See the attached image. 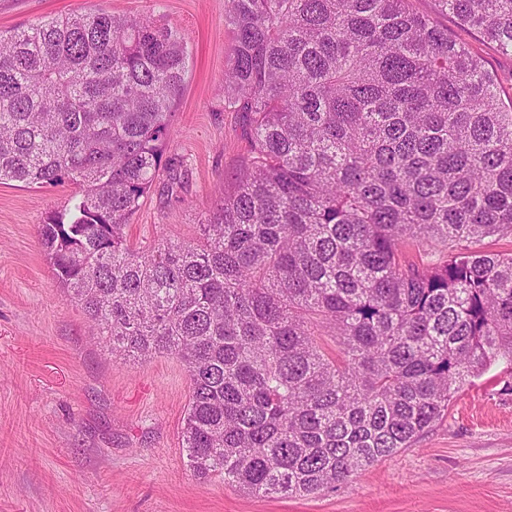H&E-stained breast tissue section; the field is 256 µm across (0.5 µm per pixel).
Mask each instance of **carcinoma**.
Masks as SVG:
<instances>
[{
  "instance_id": "cac0c4a2",
  "label": "carcinoma",
  "mask_w": 512,
  "mask_h": 512,
  "mask_svg": "<svg viewBox=\"0 0 512 512\" xmlns=\"http://www.w3.org/2000/svg\"><path fill=\"white\" fill-rule=\"evenodd\" d=\"M512 53V0H437ZM224 107L250 155L198 237L130 242L188 52L108 12L0 36V184L72 185L38 226L59 287L115 356L173 355L200 479L311 495L410 445L512 357V105L409 0H226ZM438 245L431 264L410 244ZM336 339L332 357L318 342Z\"/></svg>"
}]
</instances>
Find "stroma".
Listing matches in <instances>:
<instances>
[{
	"label": "stroma",
	"mask_w": 512,
	"mask_h": 512,
	"mask_svg": "<svg viewBox=\"0 0 512 512\" xmlns=\"http://www.w3.org/2000/svg\"><path fill=\"white\" fill-rule=\"evenodd\" d=\"M411 7L438 16L512 100V53L434 0ZM99 9L157 20L187 45L167 151L177 176L154 180L126 233L138 245L192 239L249 149L242 115L224 109V0H0V33ZM71 193L0 184V512H512V360L502 357L411 447L336 488L256 497L195 477L181 447L183 363L112 356L52 277L37 229Z\"/></svg>",
	"instance_id": "obj_1"
}]
</instances>
